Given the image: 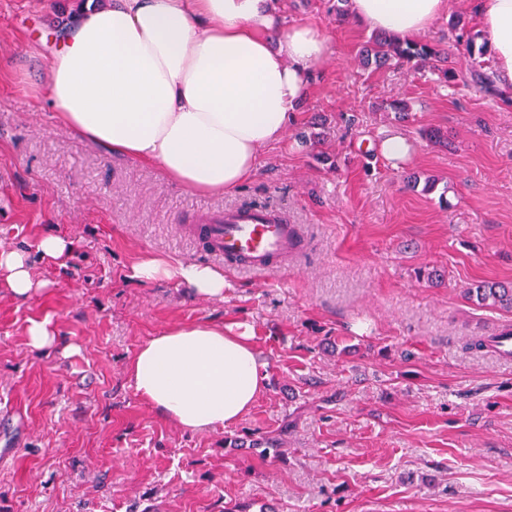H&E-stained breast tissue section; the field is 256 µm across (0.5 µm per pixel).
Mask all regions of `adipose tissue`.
<instances>
[{"label": "adipose tissue", "mask_w": 512, "mask_h": 512, "mask_svg": "<svg viewBox=\"0 0 512 512\" xmlns=\"http://www.w3.org/2000/svg\"><path fill=\"white\" fill-rule=\"evenodd\" d=\"M499 86L512 93V0H475ZM449 0H349L356 23L391 37L426 33ZM315 24L282 28L275 0H79L38 97L57 121L112 153L156 165L200 194L249 182L264 146L278 141L313 71L329 56ZM140 283L175 279L196 297H224V274L200 263L148 257ZM13 297L46 287L24 250L0 248ZM249 327L173 324L135 353L138 396L191 431L237 425L265 387Z\"/></svg>", "instance_id": "adipose-tissue-1"}]
</instances>
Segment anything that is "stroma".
<instances>
[{
  "label": "stroma",
  "mask_w": 512,
  "mask_h": 512,
  "mask_svg": "<svg viewBox=\"0 0 512 512\" xmlns=\"http://www.w3.org/2000/svg\"><path fill=\"white\" fill-rule=\"evenodd\" d=\"M68 2L0 0V245L49 283L27 300L0 288V512H512V363L466 347L512 310L465 297L512 282V96L476 90L462 50L448 83L364 65L371 32L337 22L333 0H277L330 56L253 179L197 195L35 97ZM393 134L410 145L400 162L379 148ZM259 207L297 226L298 254L257 272L193 235L205 212ZM47 234L72 240L64 263L41 260ZM146 256L223 271V300L129 279ZM45 317L55 341L36 351L25 329ZM206 321L249 326L266 379L238 425L193 432L146 405L128 368L168 325ZM276 431L282 459L249 447Z\"/></svg>",
  "instance_id": "stroma-1"
}]
</instances>
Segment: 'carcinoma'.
<instances>
[{"label": "carcinoma", "instance_id": "obj_1", "mask_svg": "<svg viewBox=\"0 0 512 512\" xmlns=\"http://www.w3.org/2000/svg\"><path fill=\"white\" fill-rule=\"evenodd\" d=\"M474 37L456 18L448 23V46L429 45L412 39L394 40L382 33L375 35L360 49L363 59L378 68L386 67L392 63L396 65H410L417 69H430L437 71L451 81L455 73L447 67L451 53L459 47H465L468 53H473ZM474 83L484 92L495 90L488 63L475 62V69L471 73ZM469 299L481 305L499 306L503 309H512V288L497 282H477L467 289ZM252 447L263 449L264 457H278L281 454V434L265 435L252 440Z\"/></svg>", "mask_w": 512, "mask_h": 512}]
</instances>
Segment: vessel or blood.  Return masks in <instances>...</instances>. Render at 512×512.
I'll return each mask as SVG.
<instances>
[{"label":"vessel or blood","instance_id":"b4317fda","mask_svg":"<svg viewBox=\"0 0 512 512\" xmlns=\"http://www.w3.org/2000/svg\"><path fill=\"white\" fill-rule=\"evenodd\" d=\"M197 232L207 254L233 258L256 269L300 249L296 226L281 213L262 208L214 214L198 225ZM485 344L498 359L511 362L512 326L502 325L486 337Z\"/></svg>","mask_w":512,"mask_h":512}]
</instances>
